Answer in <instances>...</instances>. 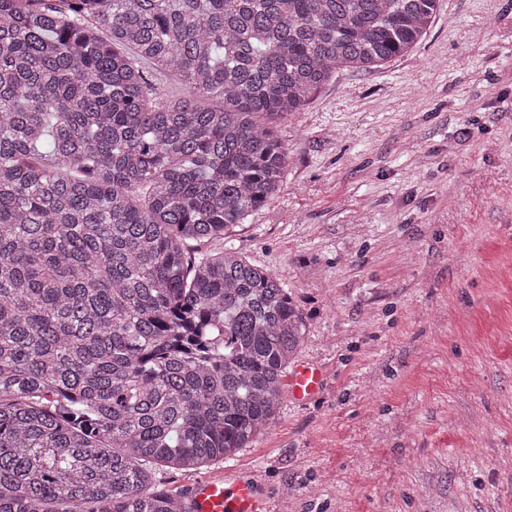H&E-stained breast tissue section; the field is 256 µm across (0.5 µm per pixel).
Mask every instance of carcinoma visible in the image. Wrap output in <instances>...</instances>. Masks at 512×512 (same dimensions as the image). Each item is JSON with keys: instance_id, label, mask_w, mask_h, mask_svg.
<instances>
[{"instance_id": "carcinoma-1", "label": "carcinoma", "mask_w": 512, "mask_h": 512, "mask_svg": "<svg viewBox=\"0 0 512 512\" xmlns=\"http://www.w3.org/2000/svg\"><path fill=\"white\" fill-rule=\"evenodd\" d=\"M438 6L0 0V512H186L156 468L275 424L302 320L224 238L279 189L277 122ZM145 71L151 84L160 87L170 99H178L183 96V85L173 74L159 73L152 69H146Z\"/></svg>"}]
</instances>
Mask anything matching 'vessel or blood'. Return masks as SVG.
Instances as JSON below:
<instances>
[{
    "label": "vessel or blood",
    "mask_w": 512,
    "mask_h": 512,
    "mask_svg": "<svg viewBox=\"0 0 512 512\" xmlns=\"http://www.w3.org/2000/svg\"><path fill=\"white\" fill-rule=\"evenodd\" d=\"M323 380L318 366L298 364L288 376V393L295 401H308L320 392ZM186 508L188 512H263L256 482L231 469L195 482L186 496Z\"/></svg>",
    "instance_id": "1"
}]
</instances>
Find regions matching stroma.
I'll list each match as a JSON object with an SVG mask.
<instances>
[{"instance_id": "obj_1", "label": "stroma", "mask_w": 512, "mask_h": 512, "mask_svg": "<svg viewBox=\"0 0 512 512\" xmlns=\"http://www.w3.org/2000/svg\"><path fill=\"white\" fill-rule=\"evenodd\" d=\"M277 133L279 190L229 238L325 383L203 476L253 477L266 512H512V0H440Z\"/></svg>"}]
</instances>
